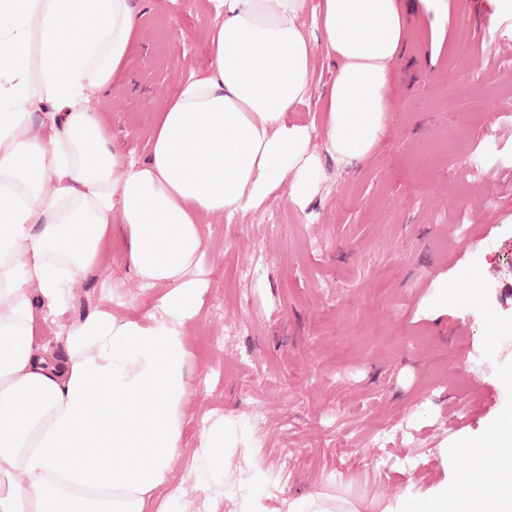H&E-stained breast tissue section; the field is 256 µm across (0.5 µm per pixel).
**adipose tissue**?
<instances>
[{
  "instance_id": "adipose-tissue-1",
  "label": "adipose tissue",
  "mask_w": 512,
  "mask_h": 512,
  "mask_svg": "<svg viewBox=\"0 0 512 512\" xmlns=\"http://www.w3.org/2000/svg\"><path fill=\"white\" fill-rule=\"evenodd\" d=\"M210 68L163 107L149 156L127 157L87 97L116 81L138 28L134 0H0V512H151L181 457L190 395L186 325L199 226L257 210L280 188L308 203L321 169L308 127L289 122L323 48L328 151L364 158L386 129L389 65L402 48L397 0H210ZM44 113L50 136L34 131ZM120 223L127 265L163 289L159 315L105 308L73 324L64 358L33 335L39 310L98 266ZM383 512H512L473 475Z\"/></svg>"
}]
</instances>
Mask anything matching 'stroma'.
Returning <instances> with one entry per match:
<instances>
[{
  "label": "stroma",
  "mask_w": 512,
  "mask_h": 512,
  "mask_svg": "<svg viewBox=\"0 0 512 512\" xmlns=\"http://www.w3.org/2000/svg\"><path fill=\"white\" fill-rule=\"evenodd\" d=\"M400 7L403 47L374 150L327 153L321 94L336 62L317 52L310 96L289 120L311 129L320 191L299 206L282 189L200 227L204 298L186 334L191 399L173 470L182 498H158L152 512H237L251 466L281 474L248 487L268 512L325 490L423 502L464 477L467 449L512 446V0ZM136 8L139 47L122 80L90 98L113 141L143 160L157 113L208 68L216 17L209 0ZM160 295L132 277L116 229L63 314L39 313L34 333L62 354L68 327L100 306L141 319ZM463 358L482 387L457 375ZM217 423L231 437L223 472L189 473Z\"/></svg>",
  "instance_id": "35a3bbf8"
}]
</instances>
